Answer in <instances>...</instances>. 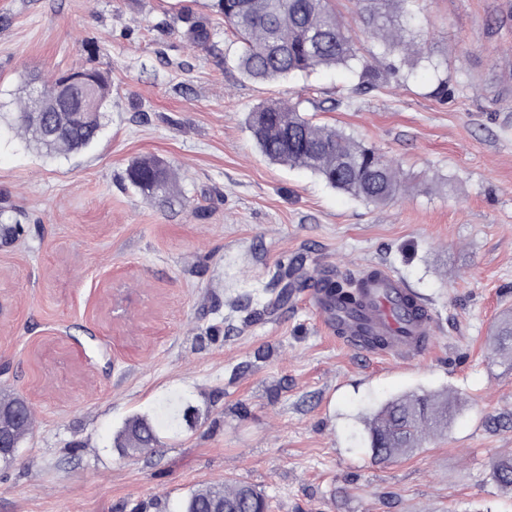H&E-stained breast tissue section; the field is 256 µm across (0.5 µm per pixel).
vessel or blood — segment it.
Returning <instances> with one entry per match:
<instances>
[{"mask_svg": "<svg viewBox=\"0 0 512 512\" xmlns=\"http://www.w3.org/2000/svg\"><path fill=\"white\" fill-rule=\"evenodd\" d=\"M365 290L362 308L351 313L334 305L320 291H312L311 299L319 317L335 331L337 338L353 349H360V337L379 335L387 339V352L400 357L421 355L432 335L433 319L403 321L405 300L411 291L398 277L372 267L358 278Z\"/></svg>", "mask_w": 512, "mask_h": 512, "instance_id": "obj_1", "label": "vessel or blood"}]
</instances>
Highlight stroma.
Instances as JSON below:
<instances>
[{
	"mask_svg": "<svg viewBox=\"0 0 512 512\" xmlns=\"http://www.w3.org/2000/svg\"><path fill=\"white\" fill-rule=\"evenodd\" d=\"M209 0H0V112L23 74L112 78L87 151L51 158L0 126V393L32 428L0 469V512H179L203 483L244 481L272 512H512L491 462L512 456V0H415L424 57L360 93L343 69L245 77L180 39ZM446 97H436L439 79ZM297 101L396 160L407 189L375 206L270 162L245 119ZM152 154L183 203H151L127 166ZM351 276L373 264L429 306L412 359L360 354L298 291L260 308L281 266ZM448 391L460 410L425 447L378 463L363 417L392 396ZM188 411L170 424L166 412ZM135 416L152 454L121 455ZM118 439L121 448L136 453L151 452L158 443L153 423L144 417H135L129 420Z\"/></svg>",
	"mask_w": 512,
	"mask_h": 512,
	"instance_id": "1",
	"label": "stroma"
}]
</instances>
